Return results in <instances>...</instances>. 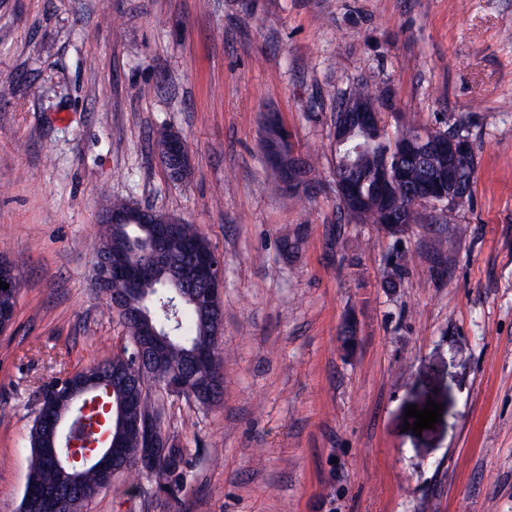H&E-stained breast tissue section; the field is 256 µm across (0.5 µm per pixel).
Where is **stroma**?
I'll list each match as a JSON object with an SVG mask.
<instances>
[{"label": "stroma", "mask_w": 512, "mask_h": 512, "mask_svg": "<svg viewBox=\"0 0 512 512\" xmlns=\"http://www.w3.org/2000/svg\"><path fill=\"white\" fill-rule=\"evenodd\" d=\"M363 79L389 127L469 137L451 223L394 237L340 217L333 115ZM269 111L314 161L293 203L264 158ZM163 128L188 182L154 153ZM116 197L221 256L224 386L210 407L155 394L186 462L176 501L122 474L85 512H512V0H0V253L21 276L0 512L22 498L44 386L131 347L92 281ZM430 399L439 423L405 430ZM168 134L161 150L157 149L155 154L169 177L178 181L179 173L184 167L187 166L192 170L190 151L186 142L178 134L174 132H168Z\"/></svg>", "instance_id": "35a3bbf8"}]
</instances>
